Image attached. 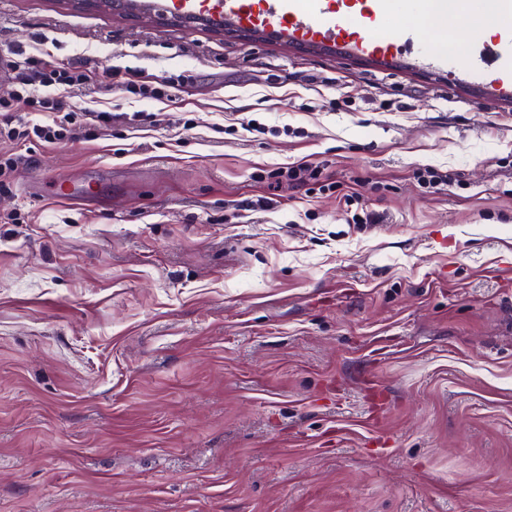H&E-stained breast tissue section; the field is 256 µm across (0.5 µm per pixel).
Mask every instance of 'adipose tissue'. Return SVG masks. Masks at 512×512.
Here are the masks:
<instances>
[{
  "label": "adipose tissue",
  "mask_w": 512,
  "mask_h": 512,
  "mask_svg": "<svg viewBox=\"0 0 512 512\" xmlns=\"http://www.w3.org/2000/svg\"><path fill=\"white\" fill-rule=\"evenodd\" d=\"M409 19L411 26L428 32L437 51L443 54L456 45L448 36L450 23L464 25L467 35L474 39L512 28L511 9L492 4L476 9L467 0H426L425 8L411 12Z\"/></svg>",
  "instance_id": "1"
}]
</instances>
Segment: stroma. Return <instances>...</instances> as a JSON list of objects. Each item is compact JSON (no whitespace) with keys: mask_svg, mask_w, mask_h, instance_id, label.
<instances>
[{"mask_svg":"<svg viewBox=\"0 0 512 512\" xmlns=\"http://www.w3.org/2000/svg\"><path fill=\"white\" fill-rule=\"evenodd\" d=\"M398 25L361 27L378 60L0 0V56L85 70L64 109L114 116L0 144V512H512V99ZM141 78V75L138 73L128 72L127 76L124 77V81L119 82L118 86L144 98L159 99L165 95L166 90L163 87L148 84V82L142 81ZM319 171L316 167L308 163H299L290 167H281L277 172L278 177L284 178L290 182L298 184H308L310 179H313Z\"/></svg>","mask_w":512,"mask_h":512,"instance_id":"35a3bbf8","label":"stroma"}]
</instances>
